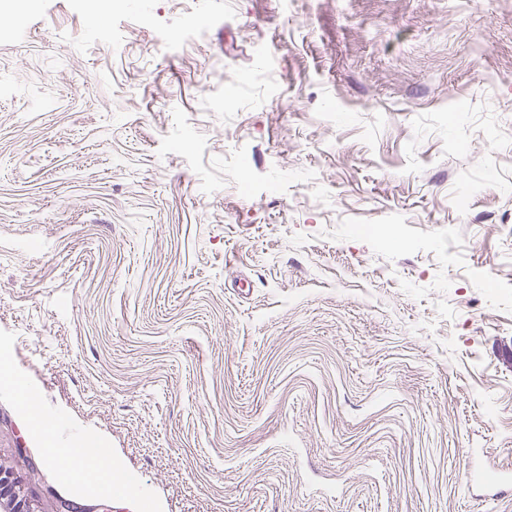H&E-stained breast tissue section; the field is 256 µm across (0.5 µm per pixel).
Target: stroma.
<instances>
[{
	"label": "stroma",
	"mask_w": 512,
	"mask_h": 512,
	"mask_svg": "<svg viewBox=\"0 0 512 512\" xmlns=\"http://www.w3.org/2000/svg\"><path fill=\"white\" fill-rule=\"evenodd\" d=\"M0 363L34 512H512V0H0ZM82 465L91 471L95 472L101 480L105 488L112 492L119 487V481L116 474L112 471V466L109 462L100 456H82Z\"/></svg>",
	"instance_id": "stroma-1"
}]
</instances>
